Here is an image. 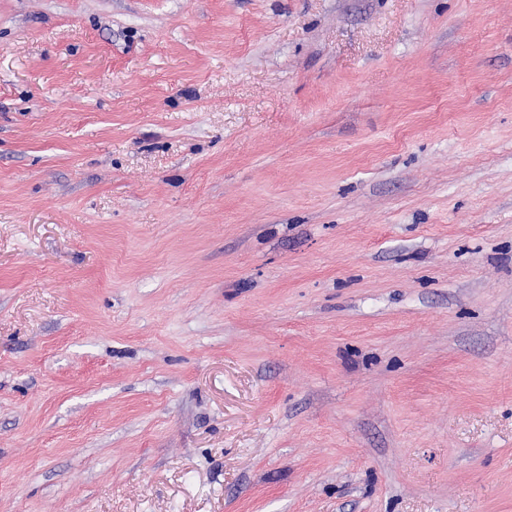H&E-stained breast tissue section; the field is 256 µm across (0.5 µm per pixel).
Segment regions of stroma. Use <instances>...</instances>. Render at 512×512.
<instances>
[{"instance_id": "obj_1", "label": "stroma", "mask_w": 512, "mask_h": 512, "mask_svg": "<svg viewBox=\"0 0 512 512\" xmlns=\"http://www.w3.org/2000/svg\"><path fill=\"white\" fill-rule=\"evenodd\" d=\"M0 512H512V0H0Z\"/></svg>"}]
</instances>
